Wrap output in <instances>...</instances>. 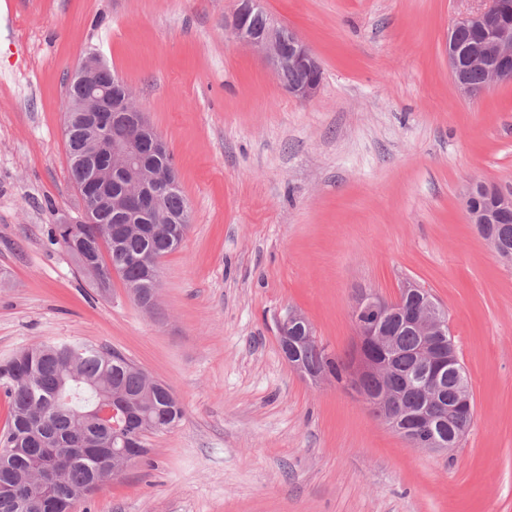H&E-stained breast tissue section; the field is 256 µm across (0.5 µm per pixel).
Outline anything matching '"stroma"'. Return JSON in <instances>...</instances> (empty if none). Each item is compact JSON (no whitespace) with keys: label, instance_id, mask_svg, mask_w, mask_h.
<instances>
[{"label":"stroma","instance_id":"obj_1","mask_svg":"<svg viewBox=\"0 0 512 512\" xmlns=\"http://www.w3.org/2000/svg\"><path fill=\"white\" fill-rule=\"evenodd\" d=\"M323 80L288 94L228 25L235 0H0V361L76 341L167 384L185 415L75 512H512V265L471 224L512 189V84L462 96L448 32L470 0H264ZM173 156L188 231L152 310L100 294L51 225L79 219L67 85L88 53ZM428 289L471 385L458 448L411 446L349 379L288 364L302 313L350 360L357 294ZM301 334L307 342H317L313 329L307 319L298 312H289L279 323V335L284 345L288 347V336Z\"/></svg>","mask_w":512,"mask_h":512}]
</instances>
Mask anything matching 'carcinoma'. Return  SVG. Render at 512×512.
<instances>
[{
	"mask_svg": "<svg viewBox=\"0 0 512 512\" xmlns=\"http://www.w3.org/2000/svg\"><path fill=\"white\" fill-rule=\"evenodd\" d=\"M69 168L74 183L85 177L81 157L87 144L79 133L66 140ZM186 200L182 191L169 193L163 210L170 223L151 238L127 233L118 241L101 234L115 225L112 210H96L97 223L83 225L84 249L96 254V265L86 274L100 292L106 293L117 274L125 286L149 294L158 288V276L149 277L140 268L142 256L161 257L176 250L182 237L175 233L177 216ZM488 236L504 239L512 249V217L500 224H485ZM394 334L392 368L396 380L418 373L420 365L412 352L425 337L400 329L395 314L385 320ZM299 357L311 370L341 379L350 365L331 357L317 343L299 346ZM448 412L446 433L460 441L473 421V411L458 408V382H468L461 363L448 368ZM0 390L8 402L9 417L0 434V512H24L33 496L37 475L45 463L56 466L58 481L40 492L52 508L46 512H72L75 502L95 491L91 483L112 479V458L75 454L77 448H110L134 434L142 438L139 456L148 453L143 438L178 424L184 410L166 385L147 393L144 372L123 355L88 344L66 341L42 343L23 349L0 363Z\"/></svg>",
	"mask_w": 512,
	"mask_h": 512,
	"instance_id": "carcinoma-1",
	"label": "carcinoma"
}]
</instances>
